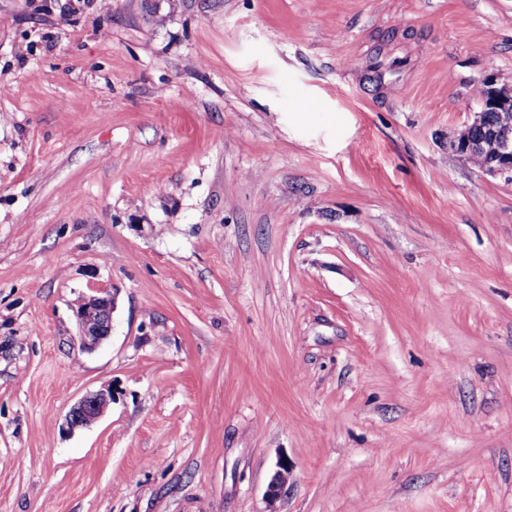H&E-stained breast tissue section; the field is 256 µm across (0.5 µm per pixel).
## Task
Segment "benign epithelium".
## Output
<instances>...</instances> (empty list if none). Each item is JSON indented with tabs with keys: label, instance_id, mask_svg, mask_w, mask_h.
<instances>
[{
	"label": "benign epithelium",
	"instance_id": "1",
	"mask_svg": "<svg viewBox=\"0 0 512 512\" xmlns=\"http://www.w3.org/2000/svg\"><path fill=\"white\" fill-rule=\"evenodd\" d=\"M484 99L480 111L475 113L470 124L448 139V149L468 159L491 150L493 159L481 171L487 174L512 175V87L501 84L492 75L483 81ZM497 112L496 122L491 127L488 140L473 137V130L484 126L486 112ZM114 296L108 290L97 288L84 295L80 306L74 308L81 345L87 350L98 347L112 331ZM114 400L110 386L90 392L75 403L65 418L66 430L88 428L99 420L108 405ZM292 465L286 459L276 462V470L267 489V498L278 497L292 475Z\"/></svg>",
	"mask_w": 512,
	"mask_h": 512
}]
</instances>
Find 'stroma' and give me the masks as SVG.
I'll return each instance as SVG.
<instances>
[{"label": "stroma", "mask_w": 512, "mask_h": 512, "mask_svg": "<svg viewBox=\"0 0 512 512\" xmlns=\"http://www.w3.org/2000/svg\"><path fill=\"white\" fill-rule=\"evenodd\" d=\"M491 73L512 0H0V512H512ZM478 92V97L484 99L480 102V111L474 112V118L464 129L448 139V149L460 154L467 159L479 153L485 152L490 146L491 153L480 157L475 165H483L479 168L487 174H510L512 179V87L499 84L494 75H489L483 81ZM486 91V93H485ZM494 110L497 113L496 122L491 127L488 141L473 137V130L484 126L486 112ZM82 297L76 300L75 306L81 304L73 311L81 345L93 350L111 334L114 296L108 290L94 288ZM114 400L111 386L90 392L75 403L65 418L66 430L88 428L99 420L108 405ZM292 465L287 459H279L276 462V470L271 483L267 489V498L269 501H273L281 493V490L288 483L292 475Z\"/></svg>", "instance_id": "1"}]
</instances>
